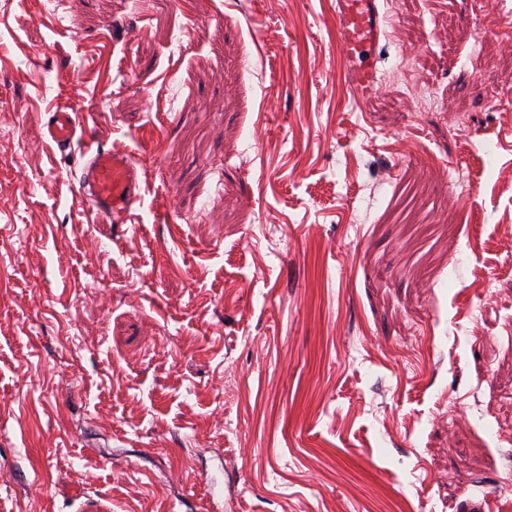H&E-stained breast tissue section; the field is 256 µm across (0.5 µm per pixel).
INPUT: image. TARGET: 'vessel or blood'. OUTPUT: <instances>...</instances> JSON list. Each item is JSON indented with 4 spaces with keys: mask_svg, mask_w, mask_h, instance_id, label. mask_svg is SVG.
<instances>
[{
    "mask_svg": "<svg viewBox=\"0 0 512 512\" xmlns=\"http://www.w3.org/2000/svg\"><path fill=\"white\" fill-rule=\"evenodd\" d=\"M380 0H336V16L342 25L346 54L355 56L349 79L358 93L371 94L380 78L369 58L384 32ZM79 126L76 112L64 107L48 113L47 139L60 153L72 150ZM79 196L99 213L121 220L139 198L136 159L132 153L89 150L85 153Z\"/></svg>",
    "mask_w": 512,
    "mask_h": 512,
    "instance_id": "obj_1",
    "label": "vessel or blood"
}]
</instances>
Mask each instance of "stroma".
Masks as SVG:
<instances>
[{"mask_svg": "<svg viewBox=\"0 0 512 512\" xmlns=\"http://www.w3.org/2000/svg\"><path fill=\"white\" fill-rule=\"evenodd\" d=\"M505 5L396 0L363 97L335 0H0V512H512ZM396 77L407 89L411 90L416 95L423 111H429L435 108V96L433 92L421 85L419 78L412 70L399 72ZM78 113L64 107L47 113L46 129L48 141L60 153L72 150L79 126ZM79 197L96 213H104L119 221L139 199L136 159L131 152L97 148L85 150Z\"/></svg>", "mask_w": 512, "mask_h": 512, "instance_id": "1", "label": "stroma"}]
</instances>
